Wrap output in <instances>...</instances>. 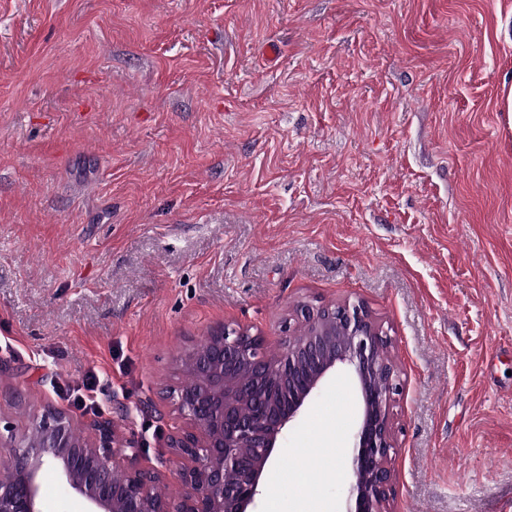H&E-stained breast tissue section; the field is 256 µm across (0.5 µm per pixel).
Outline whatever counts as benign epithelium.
I'll return each instance as SVG.
<instances>
[{
    "mask_svg": "<svg viewBox=\"0 0 512 512\" xmlns=\"http://www.w3.org/2000/svg\"><path fill=\"white\" fill-rule=\"evenodd\" d=\"M296 321V328L288 321L282 326L288 339L278 356L269 353L261 333L226 323L185 359L194 383L181 385L174 402L190 429L170 442L186 460L178 472V499L151 493L161 474L138 466L139 451L117 440L111 422L95 424L90 442L67 416L49 413L10 436L12 461L0 466V512H41L47 459L63 484L88 502L89 512H251L278 437L343 365L350 367L362 404L351 439L345 512H385L393 481L391 406L401 388L387 356L391 338L360 301L303 304ZM301 326L306 333H299ZM241 448L250 452L241 454Z\"/></svg>",
    "mask_w": 512,
    "mask_h": 512,
    "instance_id": "7a95c632",
    "label": "benign epithelium"
}]
</instances>
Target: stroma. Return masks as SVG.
<instances>
[{"label":"stroma","mask_w":512,"mask_h":512,"mask_svg":"<svg viewBox=\"0 0 512 512\" xmlns=\"http://www.w3.org/2000/svg\"><path fill=\"white\" fill-rule=\"evenodd\" d=\"M511 101L512 0H0V420L109 418L177 495L184 355L361 301L392 512H512ZM360 414L330 377L254 512H342ZM40 509L87 512L50 462ZM98 381L95 375H92L85 380L82 385L74 388L69 397L68 401L70 405L79 410H93L98 411L97 407L100 405L99 395L102 394V389L98 388Z\"/></svg>","instance_id":"stroma-1"}]
</instances>
